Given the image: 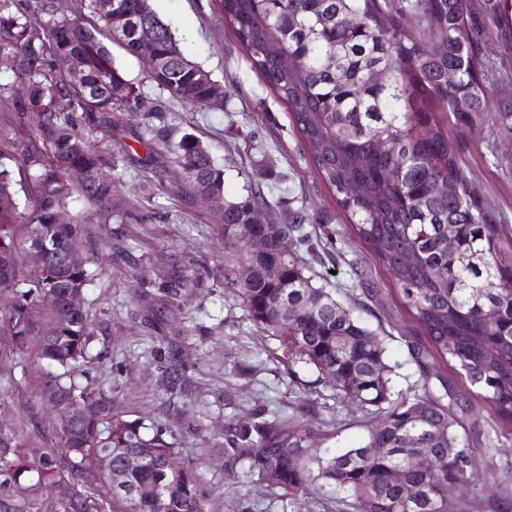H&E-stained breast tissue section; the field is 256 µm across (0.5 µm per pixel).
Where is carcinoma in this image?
<instances>
[{
  "label": "carcinoma",
  "instance_id": "carcinoma-1",
  "mask_svg": "<svg viewBox=\"0 0 512 512\" xmlns=\"http://www.w3.org/2000/svg\"><path fill=\"white\" fill-rule=\"evenodd\" d=\"M224 22L264 82L288 105L322 181L334 192L353 235L364 244L401 294L422 335L406 340L424 379L423 394L393 397L385 339L341 307L306 274L298 247L313 250L301 207L263 226L251 212L268 208L261 188L224 202L216 214L235 244L225 259L224 288L246 318L276 340L291 364L317 373L336 398L380 416L365 443L341 453H320L298 429L275 418L244 422L224 432V475L237 466L255 485L281 496L313 494L336 512H462L464 502L445 493L466 481L477 448L462 414L475 408L442 372L451 366L482 390L481 402L512 434V254L505 225L466 180L453 146L426 103L447 106L467 129L491 122L512 129V102L490 104L487 53L473 20L472 0H220ZM350 15L355 24L342 18ZM415 26L402 21L405 16ZM154 35L157 65L148 81L191 109L223 112L224 85L188 59L176 32L157 15L152 0H0V55L16 61L14 99L28 115L31 135L20 153L0 147V272L16 288L5 295L0 337L12 351L29 352L51 370L43 392L51 404L65 462L42 453L29 457L0 434V492L32 501L48 485L67 481L85 493L63 512H208L201 479L176 443L157 428L115 412L112 391L94 385L81 366L94 329L87 312L60 317L68 291L94 277L88 258L61 266L53 259L31 269L21 260L45 238L55 249L81 245L79 219L55 223L73 198L86 201L100 223H112L114 155L89 139L115 112L140 110L142 93L114 63L108 43L137 55L145 30ZM288 55L302 77L284 68ZM77 58L84 72L74 83L64 70ZM389 70L386 85L374 71ZM456 80L448 83V74ZM139 142L172 154L186 189L200 200L224 193V170L202 141L184 134L169 145L165 126L149 124ZM79 171L83 180L69 181ZM22 173L31 188L27 194ZM450 181L455 191L432 192ZM264 234L267 252L254 255L248 238ZM250 262L269 273L243 283L237 268ZM53 293L56 301L44 303ZM40 306L44 315L30 319ZM379 365L384 373L375 375ZM368 448H382L378 457ZM424 451L425 472L407 467ZM112 455V475L82 473L83 455ZM399 470L402 483L391 480Z\"/></svg>",
  "mask_w": 512,
  "mask_h": 512
}]
</instances>
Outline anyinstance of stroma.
<instances>
[{
	"instance_id": "stroma-1",
	"label": "stroma",
	"mask_w": 512,
	"mask_h": 512,
	"mask_svg": "<svg viewBox=\"0 0 512 512\" xmlns=\"http://www.w3.org/2000/svg\"><path fill=\"white\" fill-rule=\"evenodd\" d=\"M159 17L183 37L186 55L211 71L229 92L223 112L188 109L165 101L146 78L138 57L113 48L116 65L140 87L142 108L114 114L113 140L133 145L114 168L111 224L86 226L82 249L102 268L84 294L95 330L83 368L111 388L116 411L166 430L182 448L209 491L208 512H325L313 496L278 498L247 480H224V429L235 421L280 416L306 431L317 450L341 451L363 443L365 418L314 386L306 368L289 374L275 341L261 336L224 288V235L213 207L182 192L183 177L160 151L148 154L136 137L165 104L171 141L196 134L224 170V196L245 197L260 184L275 210L304 207L314 249L305 259L316 285L346 308L363 311L369 327L390 311L387 361L395 392L410 395L422 378L401 332L408 324L399 297L382 268L352 239L351 226L321 181L290 118L288 107L251 68L219 0H153ZM480 35L489 55V96L512 100V43L497 24L512 26V0H476ZM432 112L457 150L463 172L481 199L512 226V133L488 124L459 131L446 105ZM378 293L365 297L361 276ZM183 392L170 394L171 370ZM45 365L26 354L0 351V432L24 449L59 450L57 416L42 394ZM475 441L478 463L470 473L467 512H501L499 491L512 489V435L482 411Z\"/></svg>"
}]
</instances>
